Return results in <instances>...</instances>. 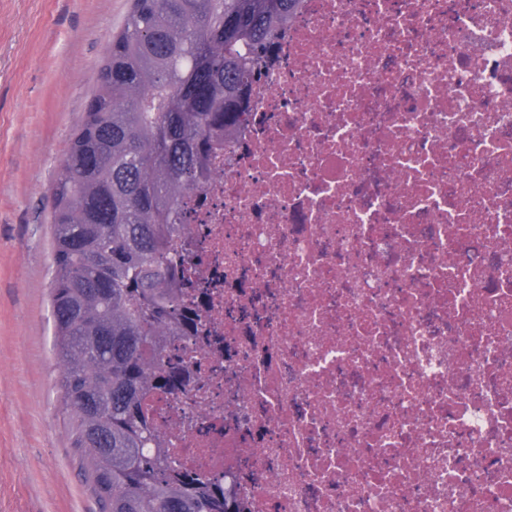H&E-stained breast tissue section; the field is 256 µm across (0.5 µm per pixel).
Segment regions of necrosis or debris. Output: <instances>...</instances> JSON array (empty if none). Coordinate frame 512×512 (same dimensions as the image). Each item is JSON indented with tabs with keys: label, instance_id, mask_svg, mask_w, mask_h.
I'll return each instance as SVG.
<instances>
[{
	"label": "necrosis or debris",
	"instance_id": "4bbe7bcc",
	"mask_svg": "<svg viewBox=\"0 0 512 512\" xmlns=\"http://www.w3.org/2000/svg\"><path fill=\"white\" fill-rule=\"evenodd\" d=\"M249 102L152 427L239 512H512V0H298Z\"/></svg>",
	"mask_w": 512,
	"mask_h": 512
}]
</instances>
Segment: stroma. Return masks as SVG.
I'll use <instances>...</instances> for the list:
<instances>
[{"mask_svg": "<svg viewBox=\"0 0 512 512\" xmlns=\"http://www.w3.org/2000/svg\"><path fill=\"white\" fill-rule=\"evenodd\" d=\"M130 0H0V512H101L58 385L47 205Z\"/></svg>", "mask_w": 512, "mask_h": 512, "instance_id": "stroma-1", "label": "stroma"}]
</instances>
